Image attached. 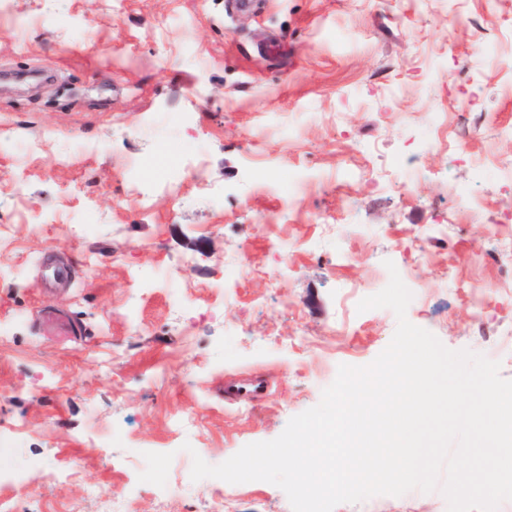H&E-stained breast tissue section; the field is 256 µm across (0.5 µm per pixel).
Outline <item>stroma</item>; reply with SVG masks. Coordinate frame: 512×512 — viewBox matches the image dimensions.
Masks as SVG:
<instances>
[{
  "label": "stroma",
  "mask_w": 512,
  "mask_h": 512,
  "mask_svg": "<svg viewBox=\"0 0 512 512\" xmlns=\"http://www.w3.org/2000/svg\"><path fill=\"white\" fill-rule=\"evenodd\" d=\"M492 41L496 57L476 55ZM442 139L416 143L431 114ZM412 154L403 187L392 164ZM512 0H11L0 13V457L74 464L16 512H292L277 486L207 480L160 499L188 444L220 464L317 405L339 365L389 344L387 308L358 312L386 262L416 271L407 308L451 350L507 349L512 272ZM309 169L296 204L264 189ZM480 201L472 214L458 196ZM100 224H76L87 208ZM333 225L322 230L320 216ZM449 220L448 233L427 236ZM424 265H417L418 256ZM262 273L236 274L241 260ZM278 287H270V278ZM494 288L473 324L463 285ZM54 311L76 333L46 324ZM233 377L269 380L245 403ZM335 512H448L441 491Z\"/></svg>",
  "instance_id": "1"
}]
</instances>
